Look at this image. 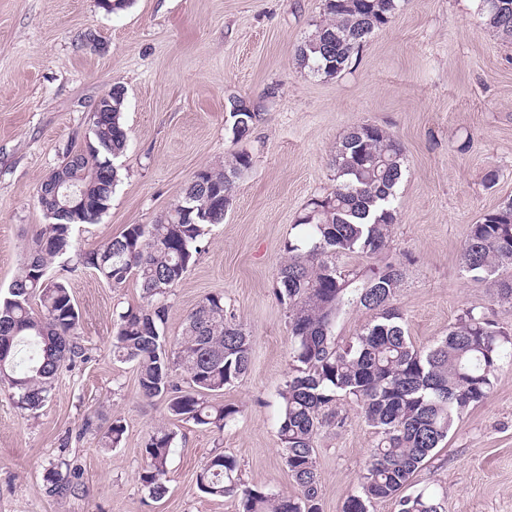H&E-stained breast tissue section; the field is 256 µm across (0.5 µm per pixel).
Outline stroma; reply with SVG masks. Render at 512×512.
Listing matches in <instances>:
<instances>
[{
	"instance_id": "1",
	"label": "stroma",
	"mask_w": 512,
	"mask_h": 512,
	"mask_svg": "<svg viewBox=\"0 0 512 512\" xmlns=\"http://www.w3.org/2000/svg\"><path fill=\"white\" fill-rule=\"evenodd\" d=\"M321 13L322 0H128L111 13L98 0H0V289L45 221L39 184L83 142L113 84L125 89L128 146L111 206L99 223L76 228L77 250L155 223L198 170L222 169L238 149L253 159L223 223L207 227L195 264L168 295L165 326L166 336L179 335L205 296L223 294L228 316L252 338L247 375L221 397L237 409L235 423L221 432L176 423L168 492L149 498L138 481L141 448L167 423L165 405L144 401L135 364L112 357L117 314L141 304L140 288L109 287L57 260L48 275L69 283L86 358L64 369L35 414L0 387V512H239L238 498H212L197 485L201 466L220 453L236 458L248 486L298 495L277 437L292 359L274 288L296 219L333 189L331 160L354 126H380L404 146L390 254L408 257L396 304L413 346L432 348L469 309L512 329V303L461 268L470 224L512 199V44L484 25L478 0H402L356 65L324 78L295 58ZM234 97L263 113L239 144L226 134ZM336 413L343 425L315 441L323 512H341L359 490L378 441L356 404L339 400ZM116 417L122 444L102 450ZM61 456L81 468L85 493L50 494L47 470ZM411 489L435 494L445 512H512V365L455 420Z\"/></svg>"
}]
</instances>
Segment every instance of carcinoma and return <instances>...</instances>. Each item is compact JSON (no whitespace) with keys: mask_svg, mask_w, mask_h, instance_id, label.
I'll list each match as a JSON object with an SVG mask.
<instances>
[{"mask_svg":"<svg viewBox=\"0 0 512 512\" xmlns=\"http://www.w3.org/2000/svg\"><path fill=\"white\" fill-rule=\"evenodd\" d=\"M400 0H322V15L298 45L297 60L317 76L337 77L357 60L371 35L385 28ZM486 25L512 41V0H480ZM124 87L115 84L91 114L84 144L39 185L37 201L47 220L28 245V255L5 290H0V384L16 407L36 412L50 399L63 368L84 359L78 342L81 315L65 281L48 277L49 265L71 253L76 226L95 224L108 210L119 182L114 160L127 148L123 121ZM230 116L228 137L239 143L236 119L249 127L261 119L259 106ZM404 150L386 130L372 124L352 128L332 159V192L309 200L296 226L302 233L284 245L274 294L284 306L291 340V374L279 391L277 434L284 463L300 490L279 497L252 488L236 460L209 458L197 474L199 489L214 498L240 497L241 512H321L314 440L327 425H342L333 405L355 403L379 441L371 450L361 490L347 495L342 512H369L371 499H395L398 512H443L435 496L404 495L415 472L448 438L456 418L489 397L495 374L512 364V334L481 312L466 311L448 335L428 351L416 349L394 305L402 263L393 258L350 276L336 265L344 255L379 256L389 250L397 221L396 189L403 176ZM252 166L246 150L232 154L224 169H201L181 201L154 224H130L98 248L77 254L112 288L135 279L143 304L118 314L112 355L137 367L139 394L165 403L170 421L193 422L223 431L238 413L215 401L224 388L242 380L251 365V336L228 318L224 296L205 297L187 315L173 349L166 350V298L201 252L204 227L224 223L238 176ZM68 184L77 201L57 187ZM461 264L471 279L512 300V280L499 271L512 267V201L470 225ZM39 307H32V300ZM357 304L373 319L349 341L334 337L336 321ZM182 370L184 389L176 378ZM125 427L112 420L100 445H121ZM177 431L167 425L145 437L138 479L152 499L163 498ZM57 497L82 489L81 470L61 459L48 472Z\"/></svg>","mask_w":512,"mask_h":512,"instance_id":"carcinoma-1","label":"carcinoma"}]
</instances>
